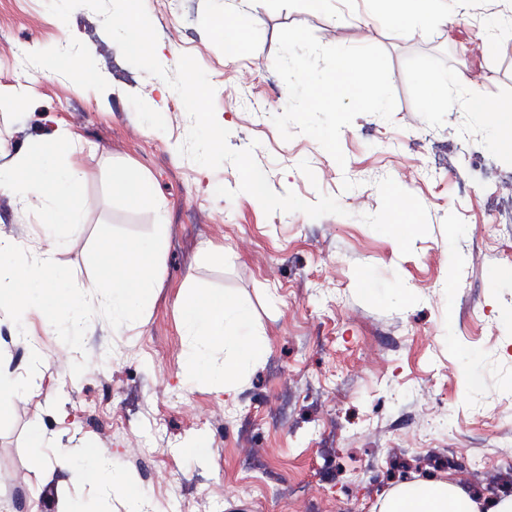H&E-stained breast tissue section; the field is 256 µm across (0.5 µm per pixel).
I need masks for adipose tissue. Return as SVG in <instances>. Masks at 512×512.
Here are the masks:
<instances>
[{
	"mask_svg": "<svg viewBox=\"0 0 512 512\" xmlns=\"http://www.w3.org/2000/svg\"><path fill=\"white\" fill-rule=\"evenodd\" d=\"M442 0H380L382 8L404 31L411 30L421 20L447 22L448 14L440 8ZM467 109L473 113L491 115L501 133V150L512 156V105L490 101L482 90H467ZM75 149L73 139L65 134L47 138L37 149L14 158L5 170L6 185L22 200L38 198L52 208L53 222L63 235H71L81 227V171L70 167L64 182L50 174L46 159L51 155L69 154ZM184 328L194 338V354L185 365L187 375H198L204 368L203 358L217 345L231 353L222 367L211 373L210 379L223 389H230L241 379L236 360L242 353L257 354L258 341L242 342L237 335L239 325L248 322L249 314L235 299L221 292H196L181 300ZM87 484L101 485L122 493L129 501L131 512H142L144 499L135 478L127 473H114L111 460L95 458L82 473ZM380 512H512V497L496 500L491 509H484L480 500L447 480L418 481L395 487L382 502Z\"/></svg>",
	"mask_w": 512,
	"mask_h": 512,
	"instance_id": "adipose-tissue-1",
	"label": "adipose tissue"
}]
</instances>
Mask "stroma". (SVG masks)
<instances>
[{"mask_svg":"<svg viewBox=\"0 0 512 512\" xmlns=\"http://www.w3.org/2000/svg\"><path fill=\"white\" fill-rule=\"evenodd\" d=\"M144 4L165 69L188 54L207 73L229 146L252 148L276 193L309 203L324 193L345 213L265 214L239 192L232 164L212 170L179 155L191 125L181 99L124 59L98 14L80 7L64 22L44 0H0V97H22L0 108V152L68 131L78 148L53 168L82 170L84 204L80 232L63 239L45 202L23 204L0 187V237L52 251L89 293L101 224L162 226L156 282L133 325L94 316L78 352L35 315L18 326L0 312V330L41 352L34 363L0 339V373L31 391L0 417V512H56L62 495L79 512H125L111 490L79 481L87 447L135 476L149 512H379L399 483L459 485L472 467L494 469L512 448V323L501 319L512 309V159L489 117L464 103L469 85L512 100V33L495 30L512 0H457L452 25L408 33L376 0L321 10L307 0ZM234 17L247 42L231 57L218 28ZM293 25L326 46L376 45L388 56L392 117L361 114L343 128L345 166L309 136L284 140L272 121L288 102L274 69L278 33ZM17 43L29 49L27 68L11 55ZM73 60L100 82H82ZM423 70L443 79L441 111L427 109ZM112 162L150 182L157 213L108 203ZM220 185L234 199L216 196ZM404 197L413 210L402 239L392 222ZM191 282L235 297L251 314L242 339L262 341L232 390L183 376L193 343L180 300ZM83 357L86 371L71 375ZM59 448L72 467H35L37 452Z\"/></svg>","mask_w":512,"mask_h":512,"instance_id":"stroma-1","label":"stroma"}]
</instances>
